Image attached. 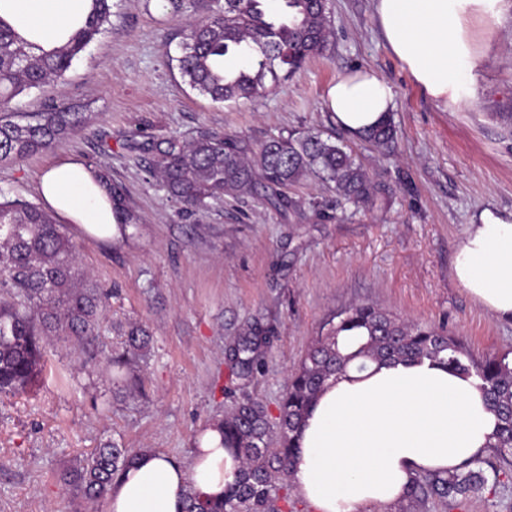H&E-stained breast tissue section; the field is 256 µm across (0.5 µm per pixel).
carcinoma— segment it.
<instances>
[{
	"label": "carcinoma",
	"mask_w": 512,
	"mask_h": 512,
	"mask_svg": "<svg viewBox=\"0 0 512 512\" xmlns=\"http://www.w3.org/2000/svg\"><path fill=\"white\" fill-rule=\"evenodd\" d=\"M264 0H224L204 20L183 32L176 68L193 91L216 104L238 103L261 96L266 83L289 78L328 45V0H283L287 17L267 15ZM113 0H93L84 25L68 41L46 51L20 37L0 19V162L16 163L52 148L77 132L85 114L55 104L44 112H13L17 97L42 90L63 78L110 23ZM247 60L240 69L224 68V58ZM388 151L397 139L392 118L359 135ZM318 174L356 206L374 202L377 187L360 163L340 143L319 134L273 138L254 150L242 139L202 133L189 140L169 139L158 149L151 175L168 197L186 209L199 210L224 195L240 197L264 191L268 204L284 203L282 190ZM112 215L124 228L141 222L121 188L105 179ZM73 238L38 205L0 194V395L30 392L42 371L43 342L68 336L94 363L99 353V323L109 307V294L77 271ZM318 337L288 381L279 414L270 419L265 404L247 397L221 419L224 447L236 451L242 469L220 502L194 490L183 512H282L275 477L289 471L297 451V431L313 397L330 378L343 372L350 357L341 354L338 336L359 330L368 336L360 353L375 361L430 358L454 370L474 373L498 417L494 456L477 458L448 477L426 474L414 480L410 499L443 503L481 488L486 471L512 465V362L506 355L475 359L462 342L442 330L397 321L369 304H357L336 315ZM106 370L124 376L136 391L144 385L140 362L150 351L144 325L118 328ZM267 337L252 331L228 349L231 368L250 380L263 368ZM136 452L116 442L77 460L70 475L85 500L107 496L112 481L133 462Z\"/></svg>",
	"instance_id": "carcinoma-1"
}]
</instances>
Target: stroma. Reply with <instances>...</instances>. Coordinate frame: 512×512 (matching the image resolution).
Wrapping results in <instances>:
<instances>
[{
	"label": "stroma",
	"instance_id": "1",
	"mask_svg": "<svg viewBox=\"0 0 512 512\" xmlns=\"http://www.w3.org/2000/svg\"><path fill=\"white\" fill-rule=\"evenodd\" d=\"M208 7L209 0H183L175 14L167 0H123L63 80L13 105L40 112L57 102L85 112V126L52 150L0 163V190L40 203V174L70 158L123 187L142 217L127 237L70 233L82 271L115 291L100 322L103 341H115L116 323L129 320L147 325L153 341L145 390L132 394L115 376L79 365L69 343L46 344L34 392L0 396V512H107L106 501L74 497L68 473L81 454L115 441L185 464L204 428L243 397L261 399L277 416L289 377L323 326L355 304L445 328L479 359L512 352V324L477 304L453 270L474 214L512 212V0L494 26L472 22L473 101L453 111L418 88L391 52L375 0H329L323 54L257 99L214 104L168 62L181 29ZM356 68L393 89L392 152L348 134L325 103L336 77ZM317 131L357 157L379 189L373 205L354 207L312 176L289 187L290 202L279 208L257 195L228 196L191 214L150 174L160 144L173 137L226 133L255 148ZM251 327L269 342L262 373L243 381L231 374L228 346ZM357 512H512V467L457 503L433 498Z\"/></svg>",
	"mask_w": 512,
	"mask_h": 512
}]
</instances>
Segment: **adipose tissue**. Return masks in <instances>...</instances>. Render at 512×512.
<instances>
[{
    "instance_id": "1",
    "label": "adipose tissue",
    "mask_w": 512,
    "mask_h": 512,
    "mask_svg": "<svg viewBox=\"0 0 512 512\" xmlns=\"http://www.w3.org/2000/svg\"><path fill=\"white\" fill-rule=\"evenodd\" d=\"M92 0H0V18L49 50L64 27L85 20ZM503 0H375L378 26L392 53L431 98L455 110L469 104L475 52L468 27L498 22ZM348 133L376 125L394 108L390 84L369 69L339 75L326 92ZM38 191L69 224L111 239L119 234L109 191L98 172L68 159L42 174ZM454 274L474 301L512 322V212L474 215L456 249ZM367 338L339 337L352 360L317 393L298 436L289 477L315 512H357L396 506L422 473L452 474L488 453L497 417L474 375L426 358L377 363L359 356ZM241 461L223 445L217 425L199 437L189 464L141 451L113 483L107 512H182L188 490L222 499Z\"/></svg>"
}]
</instances>
